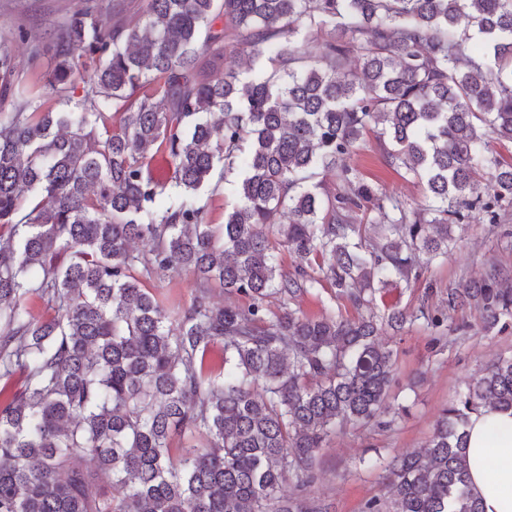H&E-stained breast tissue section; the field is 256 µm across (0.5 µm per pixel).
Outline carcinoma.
<instances>
[{"label":"carcinoma","mask_w":512,"mask_h":512,"mask_svg":"<svg viewBox=\"0 0 512 512\" xmlns=\"http://www.w3.org/2000/svg\"><path fill=\"white\" fill-rule=\"evenodd\" d=\"M102 2L24 63L0 44V379L24 377L0 405V512H320L281 487H310L336 428L388 425L378 323L422 320L439 342L450 310L512 319L497 265L441 308L373 312L448 255L453 226L512 211V161L494 151L512 143V0H144L133 26ZM229 48L249 52L250 77L211 75ZM47 53L46 86L79 74L81 111H43L23 81ZM371 133L428 205L347 164ZM233 173L213 226L202 193ZM180 270L199 287L170 311L144 278ZM324 282L369 315L292 308ZM213 283L250 304L213 303ZM486 407L512 409V358L442 409L421 451L375 459L388 496L362 512H482L465 427Z\"/></svg>","instance_id":"1"}]
</instances>
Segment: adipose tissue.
I'll use <instances>...</instances> for the list:
<instances>
[{"label": "adipose tissue", "instance_id": "adipose-tissue-1", "mask_svg": "<svg viewBox=\"0 0 512 512\" xmlns=\"http://www.w3.org/2000/svg\"><path fill=\"white\" fill-rule=\"evenodd\" d=\"M465 432L470 488L483 512H512V410L472 416Z\"/></svg>", "mask_w": 512, "mask_h": 512}]
</instances>
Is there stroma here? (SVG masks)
<instances>
[{"mask_svg":"<svg viewBox=\"0 0 512 512\" xmlns=\"http://www.w3.org/2000/svg\"><path fill=\"white\" fill-rule=\"evenodd\" d=\"M82 6V0H0V39H8L12 51L27 58L32 41L47 40L55 23ZM26 26L30 39H11V31ZM351 165L364 181L395 192L411 204L426 201L424 188L385 162L375 138L362 142ZM455 242L448 258L425 266L415 284L397 283L376 296L378 312L415 313L421 306L436 308L449 286L481 278L491 265L512 268V212L501 223H485L472 215L453 229ZM171 309L188 306L196 293V279L188 271H169L149 280ZM454 331L434 343L431 330L410 322L400 332L382 329L380 339L394 352L395 381L387 402L405 405L407 413L395 416L390 428L347 425L318 454V478L308 492L326 512H361L364 502L384 495L381 468L376 456L408 454L421 450L430 439L441 410L466 390L470 379L487 363L512 357V324L485 330L478 312L460 310L453 315Z\"/></svg>","mask_w":512,"mask_h":512,"instance_id":"stroma-1","label":"stroma"}]
</instances>
